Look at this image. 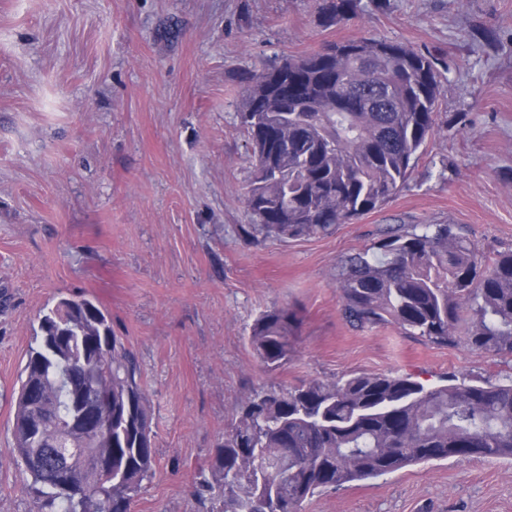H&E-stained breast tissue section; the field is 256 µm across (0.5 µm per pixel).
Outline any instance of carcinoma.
<instances>
[{
  "mask_svg": "<svg viewBox=\"0 0 512 512\" xmlns=\"http://www.w3.org/2000/svg\"><path fill=\"white\" fill-rule=\"evenodd\" d=\"M355 8L325 0L322 12L339 23ZM439 98L433 59L385 39L332 43L252 74L239 112L253 158L243 236H314L380 208L438 130ZM261 139L280 148L266 163ZM336 288L355 328L394 326L438 346L461 336L486 354L512 355V249L489 258L454 224L397 225L376 252L338 267ZM296 323L288 309L257 318L249 344L266 368L288 362ZM39 329L13 422L38 512H131L156 466L135 354L87 297H60ZM103 389L112 410H99L108 427L98 433L85 420ZM93 454L112 457V470H93ZM454 457L512 458V379L451 375L428 386L411 374L352 373L254 389L211 469L221 477L220 512H300L318 492Z\"/></svg>",
  "mask_w": 512,
  "mask_h": 512,
  "instance_id": "obj_1",
  "label": "carcinoma"
}]
</instances>
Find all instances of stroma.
<instances>
[{"mask_svg":"<svg viewBox=\"0 0 512 512\" xmlns=\"http://www.w3.org/2000/svg\"><path fill=\"white\" fill-rule=\"evenodd\" d=\"M0 0V512H37L13 451L38 315L96 299L137 355L155 473L132 512H202L197 486L239 398L350 373L502 381L512 356L343 318L336 271L397 224H456L512 248V0ZM360 37L437 57L440 132L381 208L325 235L243 241L253 167L238 112L254 71ZM297 315L270 371L248 338ZM301 512H512V460L416 464L307 499ZM322 12L326 22L339 23L349 20L355 12L357 0H324Z\"/></svg>","mask_w":512,"mask_h":512,"instance_id":"obj_1","label":"stroma"}]
</instances>
